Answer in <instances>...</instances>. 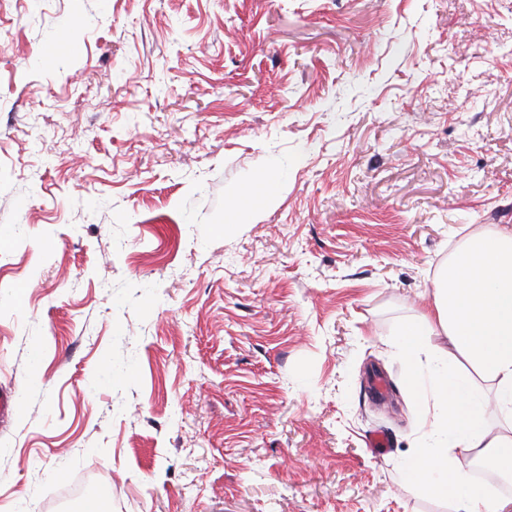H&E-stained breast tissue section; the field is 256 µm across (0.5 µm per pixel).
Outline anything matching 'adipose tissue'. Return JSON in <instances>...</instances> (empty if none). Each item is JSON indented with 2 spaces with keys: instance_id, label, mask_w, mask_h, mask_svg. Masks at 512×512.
I'll list each match as a JSON object with an SVG mask.
<instances>
[{
  "instance_id": "obj_1",
  "label": "adipose tissue",
  "mask_w": 512,
  "mask_h": 512,
  "mask_svg": "<svg viewBox=\"0 0 512 512\" xmlns=\"http://www.w3.org/2000/svg\"><path fill=\"white\" fill-rule=\"evenodd\" d=\"M448 337L459 358L455 367L439 363L426 340ZM411 366H430L429 384L411 377L427 406V438L433 446L412 459L411 478L426 491L453 499L456 512H501L464 474L453 471L449 452L498 467L512 459V225L497 224L455 250L435 281L427 310L409 322L396 344ZM487 381L490 399H481L477 380ZM508 420L491 433L486 406Z\"/></svg>"
}]
</instances>
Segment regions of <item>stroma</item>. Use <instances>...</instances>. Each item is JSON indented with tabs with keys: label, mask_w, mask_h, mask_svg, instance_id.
I'll list each match as a JSON object with an SVG mask.
<instances>
[{
	"label": "stroma",
	"mask_w": 512,
	"mask_h": 512,
	"mask_svg": "<svg viewBox=\"0 0 512 512\" xmlns=\"http://www.w3.org/2000/svg\"><path fill=\"white\" fill-rule=\"evenodd\" d=\"M495 224L512 0H0V512H455L395 341Z\"/></svg>",
	"instance_id": "35a3bbf8"
}]
</instances>
